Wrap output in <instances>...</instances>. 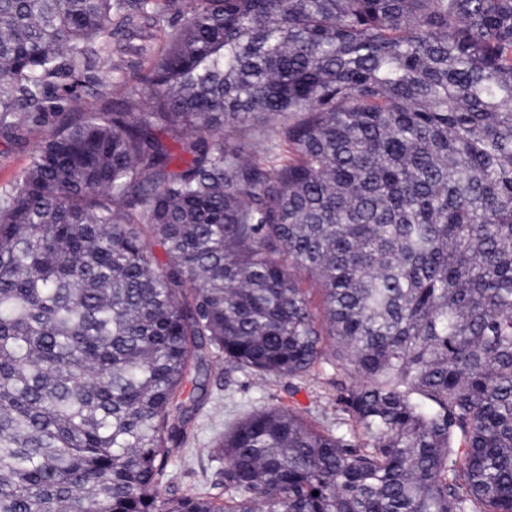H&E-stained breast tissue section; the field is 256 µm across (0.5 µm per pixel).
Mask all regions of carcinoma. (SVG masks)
<instances>
[{
    "label": "carcinoma",
    "instance_id": "obj_1",
    "mask_svg": "<svg viewBox=\"0 0 512 512\" xmlns=\"http://www.w3.org/2000/svg\"><path fill=\"white\" fill-rule=\"evenodd\" d=\"M33 128L0 512H512V0H0ZM205 344L342 371L347 417L242 409L217 492L163 495Z\"/></svg>",
    "mask_w": 512,
    "mask_h": 512
}]
</instances>
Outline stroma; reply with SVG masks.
<instances>
[{
    "instance_id": "stroma-1",
    "label": "stroma",
    "mask_w": 512,
    "mask_h": 512,
    "mask_svg": "<svg viewBox=\"0 0 512 512\" xmlns=\"http://www.w3.org/2000/svg\"><path fill=\"white\" fill-rule=\"evenodd\" d=\"M42 137L39 130L29 133L21 143L0 137V191L8 188L14 175L26 165ZM335 378V371L329 369L314 381L274 378L257 386L247 375L228 371L223 358L211 356L209 400L190 422L194 433L192 449L170 463L171 470L178 476L180 490H192L203 482L219 479L224 462L215 457L212 450L216 438L224 432L230 411L245 406H282L331 421L340 412L336 405Z\"/></svg>"
}]
</instances>
